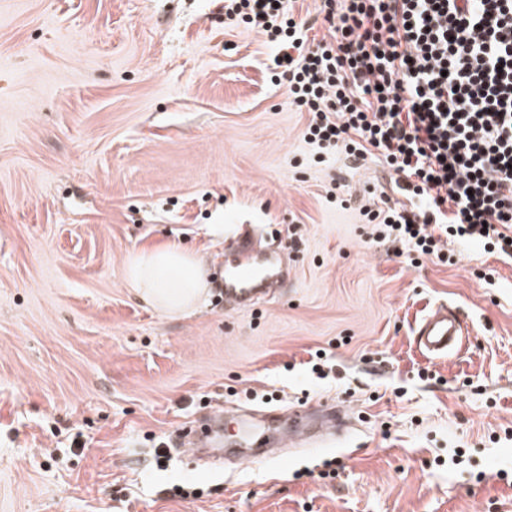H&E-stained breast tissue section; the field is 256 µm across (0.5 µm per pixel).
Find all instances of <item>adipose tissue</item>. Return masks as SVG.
I'll return each mask as SVG.
<instances>
[{"mask_svg":"<svg viewBox=\"0 0 512 512\" xmlns=\"http://www.w3.org/2000/svg\"><path fill=\"white\" fill-rule=\"evenodd\" d=\"M208 263L186 247L170 244L132 252L125 281L145 305L166 316L199 309L209 289Z\"/></svg>","mask_w":512,"mask_h":512,"instance_id":"obj_1","label":"adipose tissue"}]
</instances>
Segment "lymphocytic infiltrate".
<instances>
[{
	"label": "lymphocytic infiltrate",
	"instance_id": "1",
	"mask_svg": "<svg viewBox=\"0 0 512 512\" xmlns=\"http://www.w3.org/2000/svg\"><path fill=\"white\" fill-rule=\"evenodd\" d=\"M223 9L276 48L271 80L308 112L306 139L389 170L396 197L362 208L380 238L512 258V0H322L312 48L290 0Z\"/></svg>",
	"mask_w": 512,
	"mask_h": 512
}]
</instances>
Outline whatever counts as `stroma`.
<instances>
[{"instance_id":"stroma-1","label":"stroma","mask_w":512,"mask_h":512,"mask_svg":"<svg viewBox=\"0 0 512 512\" xmlns=\"http://www.w3.org/2000/svg\"><path fill=\"white\" fill-rule=\"evenodd\" d=\"M273 57L214 0H0V512H512V259L380 239L362 190L390 173L309 143ZM240 224L284 238L288 285L230 310ZM169 243L210 264L182 317L124 280ZM442 302L468 336L433 359L413 328ZM324 400L350 421L333 447L155 460L211 412L233 438Z\"/></svg>"}]
</instances>
